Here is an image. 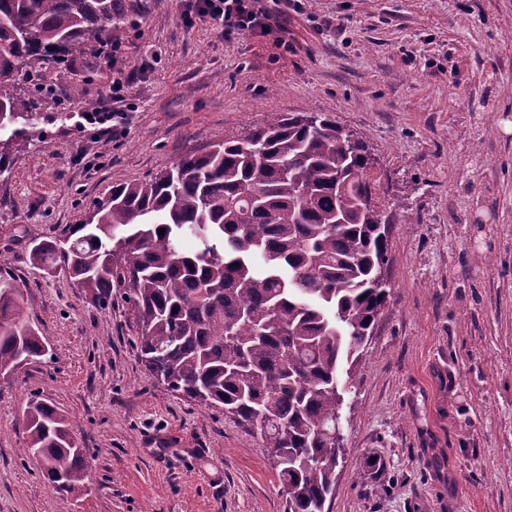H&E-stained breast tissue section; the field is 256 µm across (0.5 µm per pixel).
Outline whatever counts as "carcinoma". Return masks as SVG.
I'll return each instance as SVG.
<instances>
[{
  "label": "carcinoma",
  "instance_id": "cac0c4a2",
  "mask_svg": "<svg viewBox=\"0 0 512 512\" xmlns=\"http://www.w3.org/2000/svg\"><path fill=\"white\" fill-rule=\"evenodd\" d=\"M146 0H0V173L37 102L52 57L76 58L135 24ZM362 138L329 115L271 112L203 155L118 183L57 240L29 243L31 264L63 267L99 301L123 289L142 323L150 375L260 434L288 512H328L342 449L339 373L353 365L390 291L386 225ZM164 234H158L159 229ZM186 240L194 248H183ZM26 283L0 274V373L45 345L24 307ZM26 451L56 491L75 493L91 465L45 400L24 411Z\"/></svg>",
  "mask_w": 512,
  "mask_h": 512
}]
</instances>
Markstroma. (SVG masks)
I'll use <instances>...</instances> for the list:
<instances>
[{
  "label": "stroma",
  "mask_w": 512,
  "mask_h": 512,
  "mask_svg": "<svg viewBox=\"0 0 512 512\" xmlns=\"http://www.w3.org/2000/svg\"><path fill=\"white\" fill-rule=\"evenodd\" d=\"M113 31L118 67L61 65L0 174V267L24 279L44 356L0 377V512H285L259 435L150 377L139 319L101 304L28 243L80 223L113 184L261 123L324 112L363 136L394 206L391 294L342 375L343 457L330 512H512V0H302L273 34L185 26L182 0H147ZM134 74L114 138L74 124L117 73ZM41 398L91 463L59 493L26 456Z\"/></svg>",
  "instance_id": "1"
}]
</instances>
